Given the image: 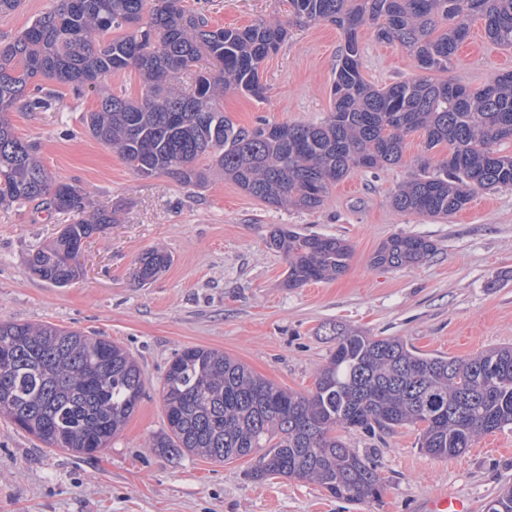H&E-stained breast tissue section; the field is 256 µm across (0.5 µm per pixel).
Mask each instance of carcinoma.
Listing matches in <instances>:
<instances>
[{
    "label": "carcinoma",
    "instance_id": "carcinoma-1",
    "mask_svg": "<svg viewBox=\"0 0 512 512\" xmlns=\"http://www.w3.org/2000/svg\"><path fill=\"white\" fill-rule=\"evenodd\" d=\"M307 24L331 22L345 42L331 85L332 108L318 124L234 123L220 98L234 92L261 99L259 69L288 36L281 22L214 28L180 0H54L20 35L0 42V203H43L71 217L53 243L27 258L34 276L58 287L78 275L87 239L112 223L104 211L83 217L81 189L44 167L36 146L19 137L8 113L47 109L54 92L45 79L76 95L114 73L143 77L136 100L102 96L83 116L92 135L110 145L138 174L164 173L182 185L206 179L210 165L241 190L275 208L320 207L330 187L349 174L401 161L405 139L424 133L426 146L449 147L431 171L424 164L397 191L399 212L448 216L478 191L512 187V155L496 145L512 140V71L471 89L432 77L448 71L470 24L487 41L512 47V0H288ZM399 43L421 75L377 89L360 72L359 31ZM122 30L124 35L112 36ZM216 70L194 76L183 91L172 75L201 56ZM266 244L288 265L296 288L346 272L342 239L277 227ZM434 245L396 234L374 263L400 267L426 259ZM171 256L152 248L135 278L153 282ZM335 347L306 394L254 374L223 352L185 347L161 380L166 428L148 447L224 463L253 457L256 480L316 483L348 501L377 499L376 468L337 432L413 426L432 457L465 453L485 434L512 429V347L474 357L434 356L395 337L378 338L332 325ZM145 377L138 361L106 336H87L51 323L0 321V414L49 448L92 455L106 447L138 409Z\"/></svg>",
    "mask_w": 512,
    "mask_h": 512
}]
</instances>
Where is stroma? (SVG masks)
Listing matches in <instances>:
<instances>
[{
  "instance_id": "35a3bbf8",
  "label": "stroma",
  "mask_w": 512,
  "mask_h": 512,
  "mask_svg": "<svg viewBox=\"0 0 512 512\" xmlns=\"http://www.w3.org/2000/svg\"><path fill=\"white\" fill-rule=\"evenodd\" d=\"M183 5L220 27L259 19L288 25L285 43L261 65L265 97L225 94L224 111L235 123H318L328 116L344 40L336 25L291 19L287 0ZM360 42L368 83L382 88L415 75L399 44L378 41L368 27ZM509 69L512 48L491 45L475 21L447 78L479 88ZM43 86L56 93L55 104L10 112L16 134L38 143L51 173L83 189L86 214L103 210L113 222L84 243L77 279L57 287L33 276L26 261L56 237L66 216L32 204L0 205V320L109 337L137 358L146 395L124 430L90 458L44 447L0 416V512H426L443 495L486 512L512 487L509 430L445 459L423 452L410 427L345 433L383 479L381 498L367 502L336 499L306 481L254 480L247 458L218 464L148 447L166 425L160 381L169 360L189 346L222 350L302 393L329 358L333 344L324 331L334 323L447 357L512 346V188L479 192L445 218L394 210L397 187L420 164L437 166L448 154L444 144L427 149L417 133L406 139L399 164L348 175L320 208H273L216 173L198 187L136 174L85 129L94 92L78 96L48 80ZM281 225L345 240L352 248L347 271L287 287L284 257L266 243ZM396 234L422 237L435 251L415 265L374 264L379 247ZM153 247L168 251L172 264L142 285L138 260Z\"/></svg>"
}]
</instances>
